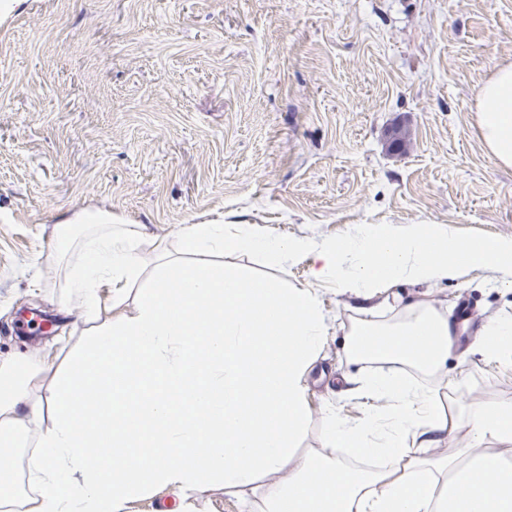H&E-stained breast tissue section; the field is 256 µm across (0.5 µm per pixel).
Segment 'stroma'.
I'll return each mask as SVG.
<instances>
[{
  "mask_svg": "<svg viewBox=\"0 0 512 512\" xmlns=\"http://www.w3.org/2000/svg\"><path fill=\"white\" fill-rule=\"evenodd\" d=\"M512 62V0H23L0 15V359L40 353L37 389H57L86 338L61 301L75 254L56 226L84 212L141 225L145 273L161 253L196 263L192 224H249L266 238L319 244L439 224L456 242L512 237V168L478 132L475 92ZM408 132L399 149L392 142ZM221 262L282 288L313 285L328 332L305 373L302 451L324 446L334 408L364 417L371 364L344 346L361 317L335 279L302 257ZM388 300L425 301L468 335L445 367L409 377L453 417L512 403V357L488 353L484 327L512 316V284L463 268L457 279L400 285ZM60 315L51 339L13 328L24 303ZM270 486L213 479L190 498L163 489L127 512H243Z\"/></svg>",
  "mask_w": 512,
  "mask_h": 512,
  "instance_id": "obj_1",
  "label": "stroma"
}]
</instances>
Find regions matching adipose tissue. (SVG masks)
Instances as JSON below:
<instances>
[{"mask_svg": "<svg viewBox=\"0 0 512 512\" xmlns=\"http://www.w3.org/2000/svg\"><path fill=\"white\" fill-rule=\"evenodd\" d=\"M475 99L485 147L512 168V62L495 65ZM57 234L79 253L67 286L80 305L63 310L77 312L89 340L48 407L34 395L40 360L0 363V439L37 436L25 512H126L160 488L199 490L205 472L234 488L271 479L248 512H512V403L471 412L469 443L455 457L422 458L405 442L411 433L460 429L437 412L433 394L398 381L405 367L433 375L446 363L457 329L435 307L410 303L397 323L352 326L348 356L381 365L365 381L366 414L353 421L329 410L323 452L301 456L302 377L326 329L313 288H278L231 265L167 256L135 314L103 319L99 288L111 285L120 305L144 272L140 225L93 214L58 224ZM185 240L195 252L263 251L276 262L307 255L313 280L335 276L364 301L398 284L455 278L464 266L512 277V238L452 246L436 224L383 226L320 246L192 224ZM487 438L496 449L472 455L471 443ZM340 447L388 464L354 469L337 459Z\"/></svg>", "mask_w": 512, "mask_h": 512, "instance_id": "obj_1", "label": "adipose tissue"}]
</instances>
